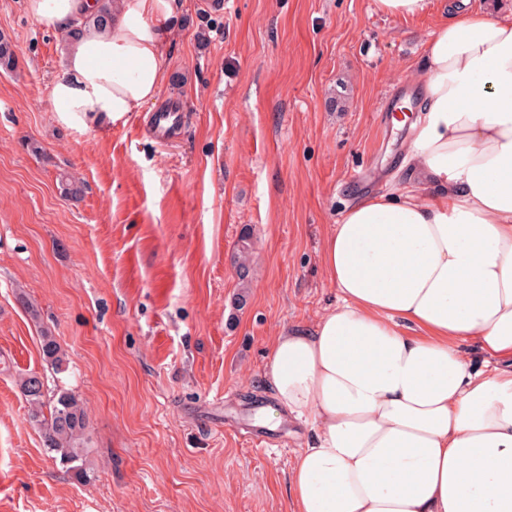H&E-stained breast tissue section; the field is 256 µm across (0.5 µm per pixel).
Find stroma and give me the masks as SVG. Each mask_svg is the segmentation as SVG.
Returning a JSON list of instances; mask_svg holds the SVG:
<instances>
[{
  "mask_svg": "<svg viewBox=\"0 0 512 512\" xmlns=\"http://www.w3.org/2000/svg\"><path fill=\"white\" fill-rule=\"evenodd\" d=\"M215 2L180 0L154 103L80 129L50 103L60 36L0 0L17 51L0 67V512H291L309 428L252 436L267 350L336 304L320 249L346 206L403 182L387 104L448 0L409 20L374 0ZM172 103L181 130L157 139L150 118ZM45 333L66 372L43 360ZM29 372L84 407L83 479L45 452L17 386Z\"/></svg>",
  "mask_w": 512,
  "mask_h": 512,
  "instance_id": "stroma-1",
  "label": "stroma"
}]
</instances>
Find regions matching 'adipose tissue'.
<instances>
[{
  "mask_svg": "<svg viewBox=\"0 0 512 512\" xmlns=\"http://www.w3.org/2000/svg\"><path fill=\"white\" fill-rule=\"evenodd\" d=\"M99 5L26 0L68 38L50 101L78 128L154 102L179 16L118 0L82 28ZM412 83L406 184L341 215L321 250L338 303L268 352L267 418L310 427L292 512H512V15L449 6Z\"/></svg>",
  "mask_w": 512,
  "mask_h": 512,
  "instance_id": "ef3b65f1",
  "label": "adipose tissue"
}]
</instances>
